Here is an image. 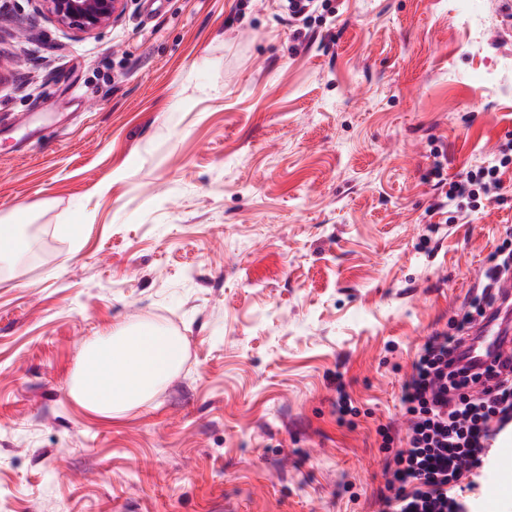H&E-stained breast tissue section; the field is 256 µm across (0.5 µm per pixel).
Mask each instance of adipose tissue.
I'll return each instance as SVG.
<instances>
[{
  "label": "adipose tissue",
  "instance_id": "adipose-tissue-1",
  "mask_svg": "<svg viewBox=\"0 0 512 512\" xmlns=\"http://www.w3.org/2000/svg\"><path fill=\"white\" fill-rule=\"evenodd\" d=\"M181 338L156 327L121 332L90 345L75 400L102 416H116L143 403L175 368Z\"/></svg>",
  "mask_w": 512,
  "mask_h": 512
}]
</instances>
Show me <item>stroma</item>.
Instances as JSON below:
<instances>
[{"label": "stroma", "instance_id": "1", "mask_svg": "<svg viewBox=\"0 0 512 512\" xmlns=\"http://www.w3.org/2000/svg\"><path fill=\"white\" fill-rule=\"evenodd\" d=\"M129 0L92 35L0 0V512H378L402 381L469 311L512 167L467 217L429 176L512 139L497 0ZM185 342L150 400L70 394L89 344ZM346 393L355 414L336 411Z\"/></svg>", "mask_w": 512, "mask_h": 512}]
</instances>
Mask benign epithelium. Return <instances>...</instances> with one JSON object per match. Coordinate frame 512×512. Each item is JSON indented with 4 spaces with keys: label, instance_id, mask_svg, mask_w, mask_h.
Masks as SVG:
<instances>
[{
    "label": "benign epithelium",
    "instance_id": "obj_1",
    "mask_svg": "<svg viewBox=\"0 0 512 512\" xmlns=\"http://www.w3.org/2000/svg\"><path fill=\"white\" fill-rule=\"evenodd\" d=\"M41 12L63 28L93 34L118 20L127 0H35Z\"/></svg>",
    "mask_w": 512,
    "mask_h": 512
}]
</instances>
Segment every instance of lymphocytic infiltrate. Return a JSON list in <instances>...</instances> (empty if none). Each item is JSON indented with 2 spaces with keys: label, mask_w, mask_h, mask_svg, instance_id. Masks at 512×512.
Wrapping results in <instances>:
<instances>
[{
  "label": "lymphocytic infiltrate",
  "mask_w": 512,
  "mask_h": 512,
  "mask_svg": "<svg viewBox=\"0 0 512 512\" xmlns=\"http://www.w3.org/2000/svg\"><path fill=\"white\" fill-rule=\"evenodd\" d=\"M512 166V140L501 143L483 165L447 180L441 160L430 175L439 192L437 210L462 208L464 201L500 190L501 176ZM481 278L474 310L453 322L452 333L427 338L403 381L399 403L408 422L403 444L379 428L381 448L392 455L381 512H467L474 479L488 467L495 444L492 426L512 420V374L481 386V373L459 367L455 352L469 336L475 315L493 308L494 283L512 273V227Z\"/></svg>",
  "instance_id": "f902f5d3"
}]
</instances>
